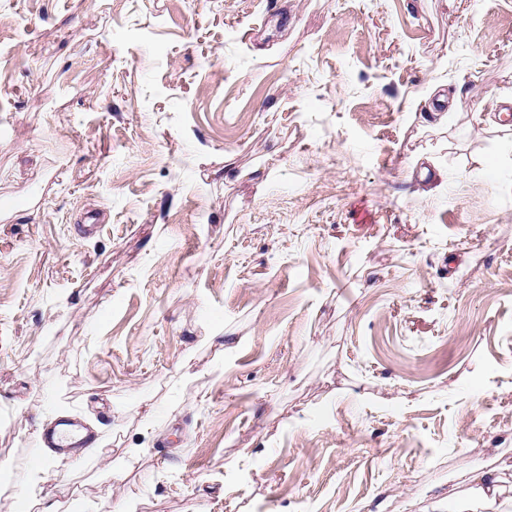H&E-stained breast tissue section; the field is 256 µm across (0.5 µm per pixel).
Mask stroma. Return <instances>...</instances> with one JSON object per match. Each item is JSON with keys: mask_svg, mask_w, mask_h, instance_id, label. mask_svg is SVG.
Returning <instances> with one entry per match:
<instances>
[{"mask_svg": "<svg viewBox=\"0 0 512 512\" xmlns=\"http://www.w3.org/2000/svg\"><path fill=\"white\" fill-rule=\"evenodd\" d=\"M1 198L0 512L512 482V0H0ZM70 421L61 419L51 428L42 430L40 438L47 448L58 449V459L65 463L82 452L85 448H91L92 440L88 436L75 435L68 430ZM48 453L50 451L47 449ZM50 460L39 466L30 468L27 481L20 495L26 498L29 503V509L33 506L40 507L39 512H67L69 507L61 501H52L46 505L47 495H43L44 485L48 481V471L50 469Z\"/></svg>", "mask_w": 512, "mask_h": 512, "instance_id": "obj_1", "label": "stroma"}]
</instances>
